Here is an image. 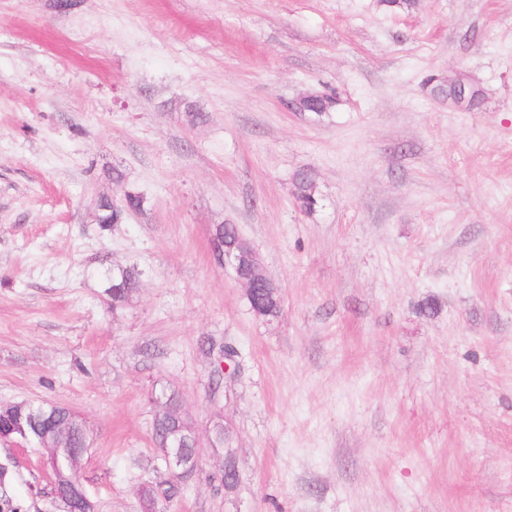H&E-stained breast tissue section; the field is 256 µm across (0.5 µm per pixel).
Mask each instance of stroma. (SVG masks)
Returning <instances> with one entry per match:
<instances>
[{
	"mask_svg": "<svg viewBox=\"0 0 512 512\" xmlns=\"http://www.w3.org/2000/svg\"><path fill=\"white\" fill-rule=\"evenodd\" d=\"M56 3L0 0V402L80 416L97 512L166 482L169 390L200 437L223 423L240 482L203 449L156 512H512V0ZM328 87L322 117L292 110ZM130 191L143 211L98 224ZM220 224L277 319L215 262ZM9 453L25 512H60L40 449ZM294 186V198L300 210L306 214L313 213L320 205V198L312 175L308 172L296 174ZM139 272L135 268H118L106 276L104 294L112 307L122 306L128 302L132 292L139 284Z\"/></svg>",
	"mask_w": 512,
	"mask_h": 512,
	"instance_id": "stroma-1",
	"label": "stroma"
}]
</instances>
